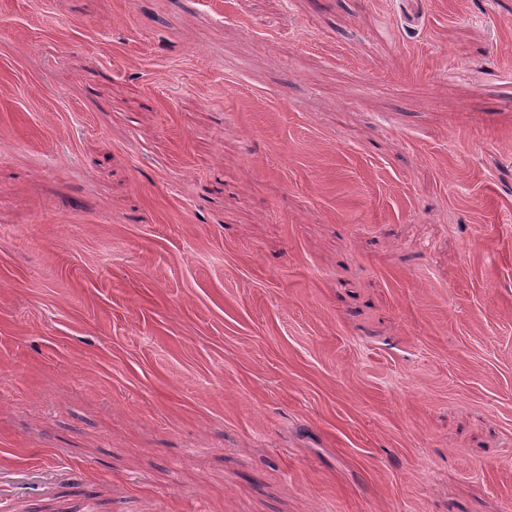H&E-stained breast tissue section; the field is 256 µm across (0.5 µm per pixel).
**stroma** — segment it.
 I'll return each instance as SVG.
<instances>
[{
	"label": "stroma",
	"instance_id": "obj_1",
	"mask_svg": "<svg viewBox=\"0 0 512 512\" xmlns=\"http://www.w3.org/2000/svg\"><path fill=\"white\" fill-rule=\"evenodd\" d=\"M0 512H512V0H0Z\"/></svg>",
	"mask_w": 512,
	"mask_h": 512
}]
</instances>
